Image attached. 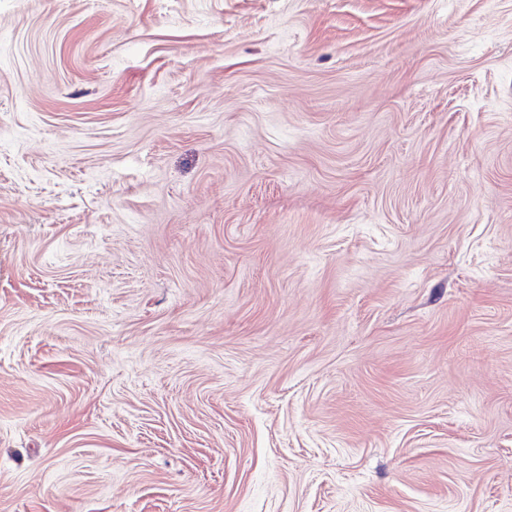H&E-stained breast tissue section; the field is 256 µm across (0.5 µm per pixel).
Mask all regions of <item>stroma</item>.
Wrapping results in <instances>:
<instances>
[{
    "mask_svg": "<svg viewBox=\"0 0 512 512\" xmlns=\"http://www.w3.org/2000/svg\"><path fill=\"white\" fill-rule=\"evenodd\" d=\"M0 512H512V0H0Z\"/></svg>",
    "mask_w": 512,
    "mask_h": 512,
    "instance_id": "35a3bbf8",
    "label": "stroma"
}]
</instances>
